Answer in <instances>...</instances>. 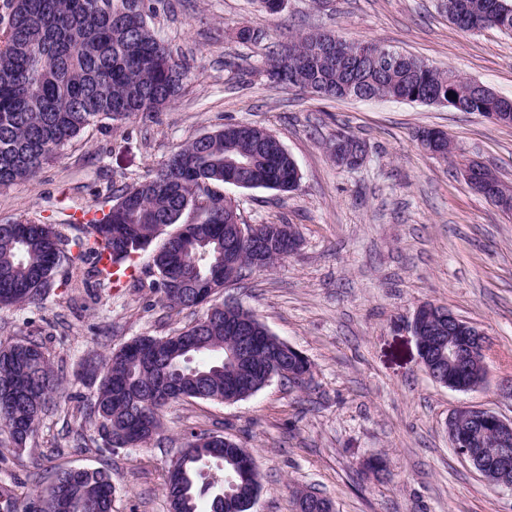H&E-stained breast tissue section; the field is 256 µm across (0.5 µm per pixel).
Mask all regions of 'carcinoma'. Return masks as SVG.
<instances>
[{
  "instance_id": "cac0c4a2",
  "label": "carcinoma",
  "mask_w": 512,
  "mask_h": 512,
  "mask_svg": "<svg viewBox=\"0 0 512 512\" xmlns=\"http://www.w3.org/2000/svg\"><path fill=\"white\" fill-rule=\"evenodd\" d=\"M448 19L463 31L497 28L512 32V11L499 0H443ZM0 28V186L34 175L84 129L104 119L150 116L179 94L184 65L148 25L153 4L146 0H8ZM380 45L354 44L336 32L300 34L281 45L267 69L288 72V82L327 99L362 92L395 100L443 99L459 112H498L512 126V104L470 87V80L439 70L403 53L388 62L374 58ZM453 92L457 98L448 96ZM246 163L243 188L289 192L300 177L280 140L266 130L228 124L175 151L152 176L125 185L115 204L85 223L0 224V305L30 303L54 287L67 268L64 285L84 287L98 297L112 292V273L101 266L108 254L124 264L167 234L152 255L157 288L171 309L198 307L193 283L213 279L243 281L253 269L249 252L241 265L224 268V230L232 204L214 187L224 184L232 161ZM189 209L196 220L182 222ZM233 320L247 323L262 348L247 366L225 362L224 347L235 337L224 328V313L208 326L193 322L175 336H139L107 357L84 361L81 379L95 386L85 416L94 421L108 448L149 443L161 429L165 395L236 403L265 386L271 353L283 344L254 313L243 307ZM436 337H425L424 368L448 374L437 359ZM288 371L306 379L304 356L284 354ZM13 386L18 400L0 404V430L16 448L26 446L56 390L55 374L43 345L27 339L0 348V386ZM458 433L473 434L476 447L495 451L493 436L471 418L457 421ZM252 455L226 445L206 431L190 433L165 485L171 512H215L207 495L209 472L232 479L225 489L237 503L247 500L260 473L249 468ZM41 512H112V477L103 470L58 473Z\"/></svg>"
}]
</instances>
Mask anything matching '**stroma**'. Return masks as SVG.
Masks as SVG:
<instances>
[{
	"instance_id": "1",
	"label": "stroma",
	"mask_w": 512,
	"mask_h": 512,
	"mask_svg": "<svg viewBox=\"0 0 512 512\" xmlns=\"http://www.w3.org/2000/svg\"><path fill=\"white\" fill-rule=\"evenodd\" d=\"M148 22L189 66L181 95L153 116L89 126L34 176L0 187V222L60 224L77 208H109L114 189L145 179L224 124L267 130L295 159L298 187L222 192L244 223L293 225L300 247L225 295L299 350L311 379L303 390L276 379L235 404L170 402L146 446L111 451L81 414L94 390L77 378L81 363L137 336L173 335L196 318L147 289L157 277L150 251L138 257L144 287L96 300L54 287L39 301L0 306V344L42 342L58 378L55 405L25 450L0 433V491L11 492L14 512L68 467L111 473L112 512H169L167 472L199 430L253 454L261 491L251 512H296L299 489L326 497L335 512H512V491L487 482L448 438V419L462 406L512 419V401L498 391L512 377V215L462 176L477 161L512 186V126L388 98L324 101L265 72L291 35L334 31L512 99V33L461 31L438 0H285L275 15L259 12L255 0H157ZM245 24L259 30L257 39H238ZM427 128L447 132L453 156L420 147ZM340 130L367 146L357 168L334 162L329 142ZM424 303L485 333V385L458 392L427 374L411 326ZM372 457L383 459V478L365 472Z\"/></svg>"
}]
</instances>
